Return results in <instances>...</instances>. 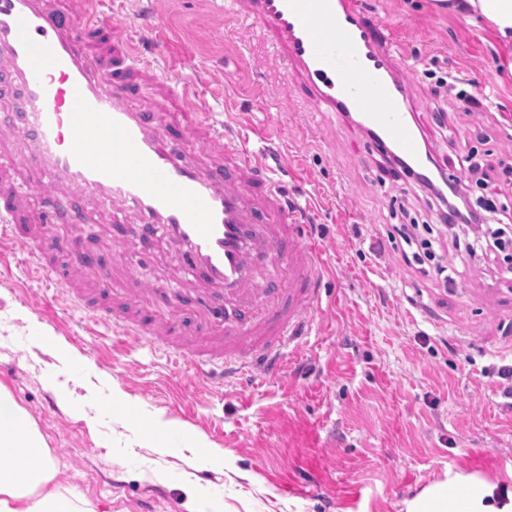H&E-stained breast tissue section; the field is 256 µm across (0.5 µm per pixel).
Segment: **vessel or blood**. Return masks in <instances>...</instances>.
Returning a JSON list of instances; mask_svg holds the SVG:
<instances>
[{
	"label": "vessel or blood",
	"mask_w": 512,
	"mask_h": 512,
	"mask_svg": "<svg viewBox=\"0 0 512 512\" xmlns=\"http://www.w3.org/2000/svg\"><path fill=\"white\" fill-rule=\"evenodd\" d=\"M99 0H0V79L21 125L0 127V246L50 266L45 226L69 197L78 219L108 217L123 250L91 268L71 240L54 285L69 304L181 356L189 371L226 380L276 376L306 318L321 308L327 274L307 224L265 154L244 133L216 125L192 80L164 78L129 28ZM294 77L314 111L357 116L376 150L416 177L431 175L415 111L397 73L391 24L355 0H231ZM106 33L96 42L92 33ZM172 244L195 281L189 313H158V289L131 281L145 238Z\"/></svg>",
	"instance_id": "1"
}]
</instances>
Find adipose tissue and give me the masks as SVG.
<instances>
[{"label":"adipose tissue","mask_w":512,"mask_h":512,"mask_svg":"<svg viewBox=\"0 0 512 512\" xmlns=\"http://www.w3.org/2000/svg\"><path fill=\"white\" fill-rule=\"evenodd\" d=\"M449 11L481 20L512 49V0H450ZM56 463L30 414L0 386V512H95L91 503L55 486ZM458 473L425 487L407 512H512V490Z\"/></svg>","instance_id":"ef3b65f1"}]
</instances>
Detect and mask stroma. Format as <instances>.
Segmentation results:
<instances>
[{"mask_svg": "<svg viewBox=\"0 0 512 512\" xmlns=\"http://www.w3.org/2000/svg\"><path fill=\"white\" fill-rule=\"evenodd\" d=\"M149 2L162 22L152 54L160 71L197 81L214 121L265 131L264 150L286 144L276 175L307 207L329 275L283 373L219 385L146 342L114 349L111 329L65 304L24 250L1 256L0 385L45 435L56 484L96 512H140L149 497L156 512H406L423 488L458 472L511 479L512 400L497 369L512 365V281L462 262L436 229L427 237L457 268L455 287L411 273L392 248L390 204H404L415 223L432 218L384 181L366 132L303 111L258 30L226 19L224 0ZM360 2L398 30L407 99L446 172L473 147L512 167V73L493 37L429 0ZM448 71L453 116L441 127L431 88ZM485 90L487 107L459 111L462 93ZM479 127L488 142L472 140ZM38 328L51 344L32 341ZM73 356L85 384L68 380ZM52 378L100 409L95 428L54 405ZM114 392L135 413L203 433L209 450L141 447L137 428L107 406Z\"/></svg>", "mask_w": 512, "mask_h": 512, "instance_id": "35a3bbf8", "label": "stroma"}]
</instances>
